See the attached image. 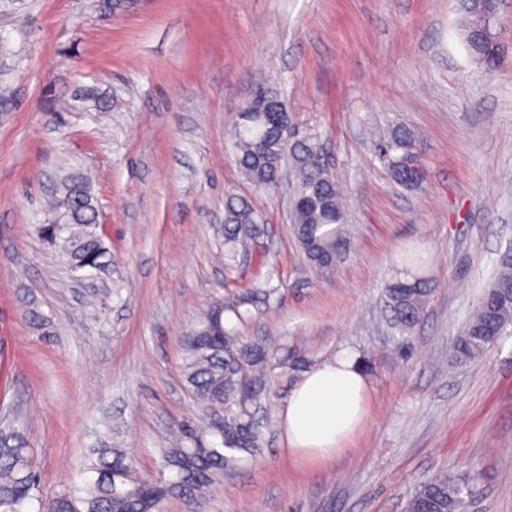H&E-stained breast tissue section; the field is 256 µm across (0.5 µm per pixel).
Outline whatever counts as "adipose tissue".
Returning a JSON list of instances; mask_svg holds the SVG:
<instances>
[{
	"mask_svg": "<svg viewBox=\"0 0 512 512\" xmlns=\"http://www.w3.org/2000/svg\"><path fill=\"white\" fill-rule=\"evenodd\" d=\"M367 377L354 353L344 350L305 372L282 410L289 455L320 461L344 450L367 416Z\"/></svg>",
	"mask_w": 512,
	"mask_h": 512,
	"instance_id": "1",
	"label": "adipose tissue"
}]
</instances>
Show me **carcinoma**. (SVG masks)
<instances>
[{"instance_id": "obj_1", "label": "carcinoma", "mask_w": 512, "mask_h": 512, "mask_svg": "<svg viewBox=\"0 0 512 512\" xmlns=\"http://www.w3.org/2000/svg\"><path fill=\"white\" fill-rule=\"evenodd\" d=\"M462 31L470 55L492 70L499 54L479 39L483 2L462 0ZM414 138L396 128L379 140L375 151L393 180L404 187L409 177ZM235 163L244 180L256 191L280 185V169L289 166L296 176L293 186L291 234L308 265L318 274L330 273L344 257L348 229L341 192L325 170L318 134L288 138V128L277 112H254L250 121L235 123ZM58 207L69 219L64 227L39 225L40 235L52 242L63 239L65 255L73 266L100 262L105 250L89 231L95 204L84 182L66 178ZM267 225L246 197L230 195L224 204V268L234 272L241 259L265 235ZM67 237H62V234ZM431 292L422 276L396 279L386 287V299L398 332H409L419 321ZM262 295L270 300L272 288L249 289L235 298L211 304L183 338L185 381L196 399L217 414H224V432H205L220 441L207 447L189 435L160 449L155 473L141 474L127 452L100 448L86 466L92 478L59 492L40 493L34 449L14 421L0 420V512H29L32 501L40 512H161L171 498L202 491L209 483L240 462L260 454L264 443L267 387L274 369L300 371L309 360L281 344L251 342L241 327L251 319L246 305ZM512 324V271L500 273L483 291L473 314L453 345V356L467 362L487 353ZM471 503L470 479L437 473L407 496L404 512H467Z\"/></svg>"}]
</instances>
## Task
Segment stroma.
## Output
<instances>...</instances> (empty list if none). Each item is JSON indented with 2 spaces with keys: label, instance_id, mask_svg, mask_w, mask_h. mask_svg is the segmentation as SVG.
<instances>
[{
  "label": "stroma",
  "instance_id": "stroma-1",
  "mask_svg": "<svg viewBox=\"0 0 512 512\" xmlns=\"http://www.w3.org/2000/svg\"><path fill=\"white\" fill-rule=\"evenodd\" d=\"M461 0H0V414L36 450L43 494L82 483L96 448L155 470L171 435L210 416L182 339L216 300L267 282L244 334L319 364L368 362L366 421L346 450L299 466L279 420L298 375L274 370L264 451L164 512H403L433 474H475L476 512H512V325L482 357L452 346L512 259V0L485 71ZM264 82L316 131L350 238L325 278L290 234V181L257 192L226 132ZM405 127L426 171L398 185L375 136ZM88 175L100 268H73L41 224L60 177ZM268 228L225 275L224 200ZM420 250L432 293L398 341L385 285Z\"/></svg>",
  "mask_w": 512,
  "mask_h": 512
}]
</instances>
